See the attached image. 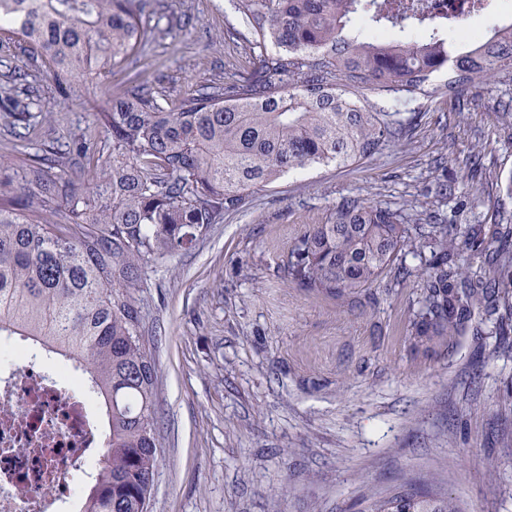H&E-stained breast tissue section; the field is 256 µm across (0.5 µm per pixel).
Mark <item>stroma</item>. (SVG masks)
Instances as JSON below:
<instances>
[{
	"mask_svg": "<svg viewBox=\"0 0 512 512\" xmlns=\"http://www.w3.org/2000/svg\"><path fill=\"white\" fill-rule=\"evenodd\" d=\"M145 52L59 95L46 65L0 35V72L29 70L50 116L30 144L0 128V157L97 137V112L132 84L175 105L192 86L249 71L227 0H150ZM414 95L411 136L347 167L283 175L155 263L138 290L156 368L158 465L148 512H347L366 491L435 476L464 512H512V351L486 325L424 342L407 329L428 248L404 284L331 296L289 282L295 239L345 198L405 223L512 225V80Z\"/></svg>",
	"mask_w": 512,
	"mask_h": 512,
	"instance_id": "stroma-1",
	"label": "stroma"
}]
</instances>
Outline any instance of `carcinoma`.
Returning a JSON list of instances; mask_svg holds the SVG:
<instances>
[{"instance_id":"1","label":"carcinoma","mask_w":512,"mask_h":512,"mask_svg":"<svg viewBox=\"0 0 512 512\" xmlns=\"http://www.w3.org/2000/svg\"><path fill=\"white\" fill-rule=\"evenodd\" d=\"M259 49L253 69L222 85L188 90L167 108L141 86L97 113L106 158L78 180L69 149L0 158V336H19L53 359H75L111 438L83 512H147L158 461L156 375L140 341L136 293L157 261L187 251L257 190L311 165H352L406 139L413 123L367 102L364 92L410 95L448 70L454 93L493 75L512 78V24L458 35L443 15L387 0H230ZM27 17L26 27L12 24ZM410 24L406 41L384 23ZM132 0H0V31L46 60L65 95L93 70L143 50ZM0 73V120L20 140L48 111ZM426 244L410 336H457L475 318L502 345L512 334V230L417 224L386 207L345 198L285 258L288 280L309 291L351 295L385 272L412 275L402 254ZM468 251L488 256L490 277L463 276ZM359 512H462L435 480L410 479Z\"/></svg>"}]
</instances>
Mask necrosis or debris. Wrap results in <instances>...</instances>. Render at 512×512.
I'll use <instances>...</instances> for the list:
<instances>
[{
  "instance_id": "4bbe7bcc",
  "label": "necrosis or debris",
  "mask_w": 512,
  "mask_h": 512,
  "mask_svg": "<svg viewBox=\"0 0 512 512\" xmlns=\"http://www.w3.org/2000/svg\"><path fill=\"white\" fill-rule=\"evenodd\" d=\"M17 362L0 368V512H54L73 498L85 459H100L109 434L75 373L60 371L18 339Z\"/></svg>"
}]
</instances>
